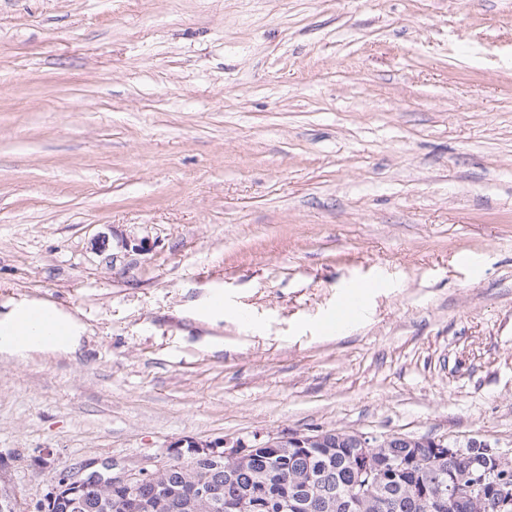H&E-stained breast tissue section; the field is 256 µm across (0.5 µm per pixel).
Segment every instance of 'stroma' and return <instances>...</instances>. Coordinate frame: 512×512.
I'll return each instance as SVG.
<instances>
[{
    "label": "stroma",
    "instance_id": "stroma-1",
    "mask_svg": "<svg viewBox=\"0 0 512 512\" xmlns=\"http://www.w3.org/2000/svg\"><path fill=\"white\" fill-rule=\"evenodd\" d=\"M23 295L88 326L0 357L24 503L180 439L511 451L512 0H0Z\"/></svg>",
    "mask_w": 512,
    "mask_h": 512
}]
</instances>
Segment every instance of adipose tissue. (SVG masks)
Here are the masks:
<instances>
[{"label":"adipose tissue","instance_id":"1","mask_svg":"<svg viewBox=\"0 0 512 512\" xmlns=\"http://www.w3.org/2000/svg\"><path fill=\"white\" fill-rule=\"evenodd\" d=\"M36 309L51 311L55 322L64 331L62 340L48 344L30 339L28 315ZM87 331L88 326L78 313L57 308L55 304L42 299H13L7 303L5 310H0V354L21 359L34 353L72 354L79 349Z\"/></svg>","mask_w":512,"mask_h":512}]
</instances>
